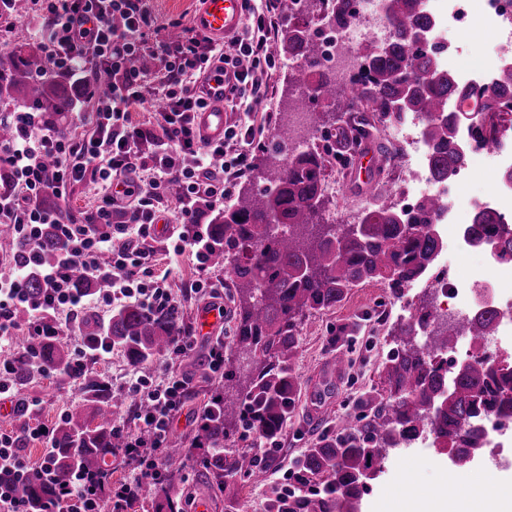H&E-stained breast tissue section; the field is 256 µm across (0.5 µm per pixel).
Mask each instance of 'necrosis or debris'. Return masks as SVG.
<instances>
[{
	"instance_id": "1",
	"label": "necrosis or debris",
	"mask_w": 512,
	"mask_h": 512,
	"mask_svg": "<svg viewBox=\"0 0 512 512\" xmlns=\"http://www.w3.org/2000/svg\"><path fill=\"white\" fill-rule=\"evenodd\" d=\"M428 12L435 20L433 37L446 46L442 59L444 67L454 71L461 82L471 83L472 70L458 64V48L451 38L454 31L470 28L483 21L494 27L495 51L512 46V0H426ZM359 21L345 29H332L322 24L325 38L327 64L337 78L345 79L354 73L360 60L362 45L371 40L384 44L388 38V24L384 19L379 0H357ZM423 118L418 114L405 116L390 126L391 135L400 137L414 152L417 176L413 182V193L442 196L444 204L436 216L437 232L446 246L435 258L436 269L428 282L442 297L453 300L465 316L477 315L490 306L497 313L498 327L505 335H512V259H493L485 247L468 242L466 229L475 213L489 209L498 220L497 235L512 239V181L507 180V171L512 170V135L499 138L495 149L475 145L470 157L487 159L495 189L490 193L474 194L469 190L476 179L471 164L463 166L457 174L456 195H445L442 184L435 182L427 165V150L417 136ZM462 253L479 258L483 262L480 272L459 275L454 265L449 264V252ZM483 448L491 457L494 468L501 473L512 472V418L491 416L484 423L480 438Z\"/></svg>"
}]
</instances>
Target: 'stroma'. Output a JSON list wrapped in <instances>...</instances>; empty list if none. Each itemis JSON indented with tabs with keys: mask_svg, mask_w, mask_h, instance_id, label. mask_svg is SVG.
Segmentation results:
<instances>
[{
	"mask_svg": "<svg viewBox=\"0 0 512 512\" xmlns=\"http://www.w3.org/2000/svg\"><path fill=\"white\" fill-rule=\"evenodd\" d=\"M493 39L494 34L486 25L479 23L468 29L463 35L466 47L463 64L477 65L487 76L497 71L500 62L489 48ZM287 73V63L277 62L270 80L269 119L265 128L266 137L283 142L288 139V118L281 109V100L288 95ZM413 169L410 159L398 155L391 166L385 167L382 174L374 176L361 188L353 185L349 170L337 172L339 188L330 196L324 215L326 222L357 223L362 211L378 198L399 203L412 183ZM166 244V239L160 237L149 242L150 259L156 271H169L185 322L192 328L196 325L199 310L206 305L205 300L192 289L199 277L196 260L188 252L178 260H171ZM403 314L398 300L391 297L388 288L380 283H370L352 289L336 309L314 312L305 318L296 358L300 382L297 407L279 439L278 448L272 449L263 462L266 481L244 487L241 494L243 512H266V499L271 487L280 483L297 457L323 435L341 431L358 397L366 391L380 388L378 366L393 346L390 331ZM341 327L350 331L352 363L342 378L329 383L324 372L337 351L334 334ZM210 343V337H198L192 356L178 363L179 370L192 378L193 383L185 407L174 423L173 438L187 441L193 438L197 428L196 416L210 397L211 379L204 374ZM19 394L29 401V409L0 418V428L20 432L40 423L52 427L61 416L83 409L78 384L69 379L48 378L37 373ZM168 467L179 476L183 512H195L196 503L201 499L209 501L210 512H224V497L213 489L211 479L202 466H183L172 461ZM479 482L500 487L504 502L512 505V489L503 487L493 468L461 466L436 451L419 454L412 448L398 449L392 452L384 472L368 481L360 512H431L439 500V489L463 496ZM406 483L412 488L407 498L400 493Z\"/></svg>",
	"mask_w": 512,
	"mask_h": 512,
	"instance_id": "35a3bbf8",
	"label": "stroma"
}]
</instances>
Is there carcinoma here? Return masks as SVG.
Returning a JSON list of instances; mask_svg holds the SVG:
<instances>
[{
	"mask_svg": "<svg viewBox=\"0 0 512 512\" xmlns=\"http://www.w3.org/2000/svg\"><path fill=\"white\" fill-rule=\"evenodd\" d=\"M421 2L380 0L389 40L382 46L363 45L359 73L344 87L323 65L318 34L296 22L295 16L299 11L306 16L317 13L345 28L358 19L354 0H282L279 33L269 50L300 61L288 74V87L309 100L331 104L328 110H311L306 134L330 138L339 149L355 151L369 143L387 156L390 151L380 137V126L408 113L421 114L428 164L443 182L463 166L467 153L460 144L463 131H471L457 124L458 110L451 103L478 98L473 112L488 124L480 130L479 140L495 144L506 123L512 124L500 107L502 100L512 99V65L498 69L486 83H460L441 66L444 46L431 38L432 20ZM31 10V0H11L0 16L11 24ZM110 92L107 73L98 75L90 87L75 84L67 74L51 69L34 44L0 55V102L28 105L63 135L71 134L64 114L77 102ZM282 150L272 141L264 145L268 165L263 187L247 183L233 203L208 210L204 256L207 265L232 276L234 346L224 357V374L213 380L190 446L172 442L168 448V453L206 468L233 510L240 504V480L261 483L265 471L255 457L224 451V442L237 425L269 443L280 437L298 399L294 360L307 314L334 309L351 289L371 282L384 284L393 297L402 298L430 271L441 246L434 232V218L441 209L438 197L423 196L408 210L382 203L364 210L357 224H328L323 174L329 151L288 152L280 159L277 154ZM46 205L66 224L90 217L59 207L52 196ZM494 223L492 212H480L468 226L467 238L476 244L491 240ZM62 249L63 243L46 230L39 242L41 263L54 264ZM72 287L91 294L108 288V282L88 278L77 269ZM435 321L430 310L399 319L394 327L397 347L379 366L381 390L365 392L355 402L352 422L336 438L315 443L296 460L288 488L272 491L270 512H359L367 489L364 476L380 473L390 450L429 433L455 445L453 457L462 462L483 432L477 426L480 418L512 407L511 368L500 369L486 356L474 357L464 367H448V349L460 333L477 338L495 335L496 311H482L459 329H428ZM183 322L177 308L149 313L137 304H126L112 313L105 327L95 321L84 323L83 334L92 341L107 337L139 371L170 350ZM422 331L425 340L420 344L416 337ZM24 344L45 371L61 374L70 364L61 336L27 338ZM31 371L28 360L22 359L5 379L22 384ZM80 392L89 417L75 413L57 424L55 481L65 486L75 474L88 477L101 496L121 498L127 509L140 506L141 492L112 480L114 463H126V440L112 430L119 408L112 383L86 372L80 377ZM149 485L151 512H182L175 475L163 473ZM51 493L52 485L32 473L25 484L29 512H43Z\"/></svg>",
	"mask_w": 512,
	"mask_h": 512,
	"instance_id": "carcinoma-1",
	"label": "carcinoma"
}]
</instances>
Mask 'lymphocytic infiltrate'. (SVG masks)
Here are the masks:
<instances>
[{
  "label": "lymphocytic infiltrate",
  "mask_w": 512,
  "mask_h": 512,
  "mask_svg": "<svg viewBox=\"0 0 512 512\" xmlns=\"http://www.w3.org/2000/svg\"><path fill=\"white\" fill-rule=\"evenodd\" d=\"M34 35L51 67L78 80L102 70L112 80L109 96L76 113L81 136L58 135L41 125L37 113L14 112L15 134L0 143V158L9 164L13 188L0 191V224L8 225L26 250L16 260L13 277L0 278V376L19 360L12 342L18 329L17 310L29 316L32 336L76 334L89 308L114 311L136 303L154 313L178 307L168 274L154 270L146 244L156 224L174 210L182 230L167 245L173 256L200 255L205 243V207L230 199L234 185L252 165V153L263 134L269 81L276 67L268 45L275 35L277 0H244L246 20L237 36L220 42L195 27L180 38L145 48V36L161 29L147 0H33ZM151 68H144V61ZM228 71L234 82L224 106L236 118L223 137L202 139L197 114L207 106L203 82L212 72ZM162 103L154 124L134 122L133 114L147 100ZM91 182L99 189L90 221L62 224L44 208L46 193L69 198L72 184ZM180 194L171 197L170 184ZM53 226L65 251L43 270L45 288L29 295L27 270L39 267L37 245L44 226ZM193 234H186V227ZM104 276L109 288L82 294L71 286L75 269ZM192 384L173 364H156L153 372L132 374L123 389L139 403L145 435L127 434L126 454L143 484L166 469V449L173 424L181 414ZM19 438L0 430V512H27L22 485L29 469L20 455ZM113 501L97 495L93 482L64 488L61 500L45 512H114Z\"/></svg>",
  "instance_id": "lymphocytic-infiltrate-1"
}]
</instances>
